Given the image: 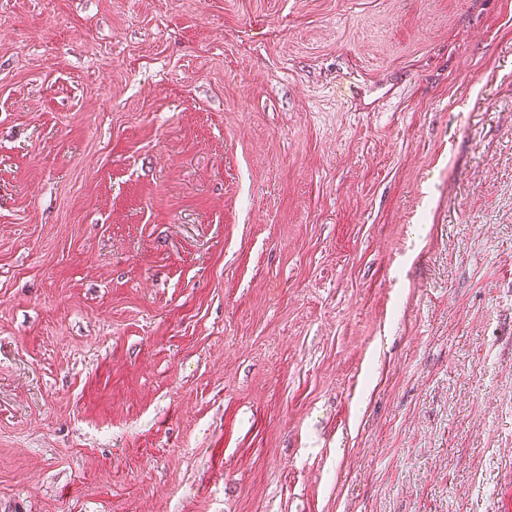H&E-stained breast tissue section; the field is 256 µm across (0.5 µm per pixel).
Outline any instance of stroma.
<instances>
[{"label": "stroma", "instance_id": "obj_1", "mask_svg": "<svg viewBox=\"0 0 512 512\" xmlns=\"http://www.w3.org/2000/svg\"><path fill=\"white\" fill-rule=\"evenodd\" d=\"M0 512H512V0H0Z\"/></svg>", "mask_w": 512, "mask_h": 512}]
</instances>
